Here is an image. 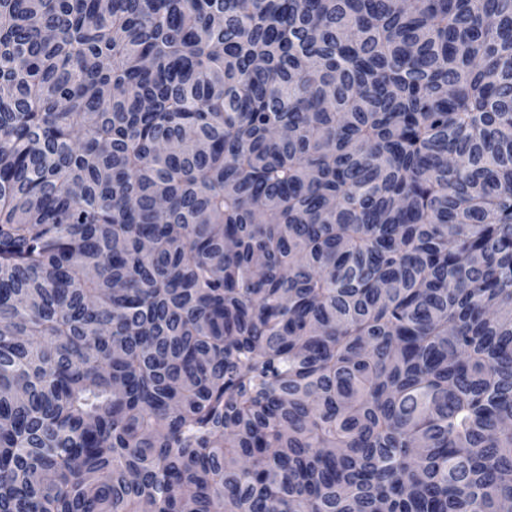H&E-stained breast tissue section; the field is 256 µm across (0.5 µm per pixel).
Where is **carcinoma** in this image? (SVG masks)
<instances>
[{
	"label": "carcinoma",
	"instance_id": "1",
	"mask_svg": "<svg viewBox=\"0 0 512 512\" xmlns=\"http://www.w3.org/2000/svg\"><path fill=\"white\" fill-rule=\"evenodd\" d=\"M512 507V0H0V512Z\"/></svg>",
	"mask_w": 512,
	"mask_h": 512
}]
</instances>
